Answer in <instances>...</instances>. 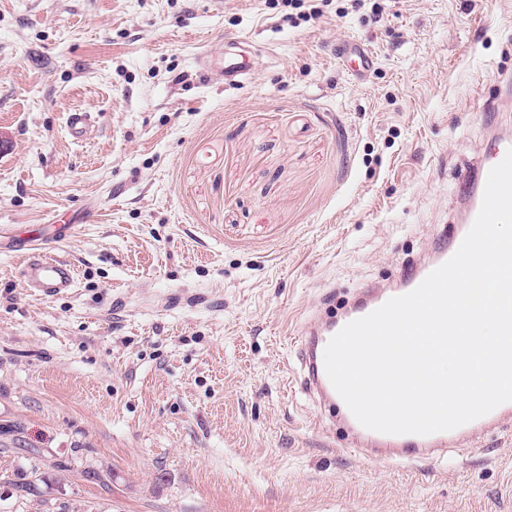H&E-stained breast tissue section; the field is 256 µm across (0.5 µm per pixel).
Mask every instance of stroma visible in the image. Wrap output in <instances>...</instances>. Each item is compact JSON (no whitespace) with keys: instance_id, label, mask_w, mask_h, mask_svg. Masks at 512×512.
I'll return each mask as SVG.
<instances>
[{"instance_id":"1","label":"stroma","mask_w":512,"mask_h":512,"mask_svg":"<svg viewBox=\"0 0 512 512\" xmlns=\"http://www.w3.org/2000/svg\"><path fill=\"white\" fill-rule=\"evenodd\" d=\"M222 2L0 0V512H512V428L366 462L298 354L457 228L512 0ZM242 37L247 84L197 71ZM46 240L50 297L14 251ZM285 5L291 9H301L305 8L304 11H299L296 14V17L293 16V13H288V21H293V19H300L304 22H307L311 19H317L323 16L325 9L331 5L333 0H283ZM331 1V2H329ZM306 4V5H305ZM24 257L21 272L27 283L43 296H53L73 288L75 283L73 267L65 260L42 254L26 245H16Z\"/></svg>"}]
</instances>
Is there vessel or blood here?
Here are the masks:
<instances>
[{
	"mask_svg": "<svg viewBox=\"0 0 512 512\" xmlns=\"http://www.w3.org/2000/svg\"><path fill=\"white\" fill-rule=\"evenodd\" d=\"M201 71L218 67L224 75L227 87L236 88L247 83L253 73V63L247 53L225 55L220 65H213L208 53H201L197 58ZM512 140H502L492 154L477 166L478 184H486L492 167L499 164ZM465 231H458L446 242L438 245L435 255L428 265L407 273L394 287L361 289L353 306L343 316L329 320L323 325L310 324L304 330L300 341V360L303 370V388L318 403L331 407H341L347 425L353 432L350 444L354 452L364 460L372 462L378 459L389 463L414 464L423 460L447 458L448 449L460 445L463 441L479 436L492 428L503 426L512 421V402L501 404L493 411L454 430L438 432L426 436L406 434L392 435L369 430L361 425L351 411L345 410L344 401L330 382L324 364V351L330 339L346 324L364 317L389 299L406 294L415 289L431 272L446 262L457 251ZM23 256L21 272L27 283L44 296H53L73 288L74 270L65 260L47 254L32 252L30 247L20 246Z\"/></svg>",
	"mask_w": 512,
	"mask_h": 512,
	"instance_id": "b4317fda",
	"label": "vessel or blood"
}]
</instances>
